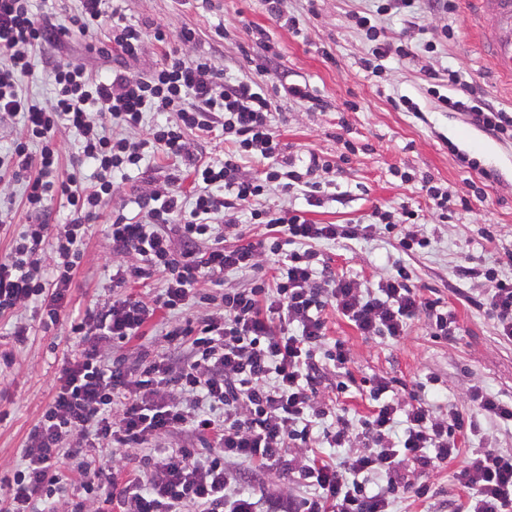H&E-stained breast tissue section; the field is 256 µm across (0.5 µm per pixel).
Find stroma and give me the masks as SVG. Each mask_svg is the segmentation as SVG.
<instances>
[{
    "label": "stroma",
    "instance_id": "obj_1",
    "mask_svg": "<svg viewBox=\"0 0 512 512\" xmlns=\"http://www.w3.org/2000/svg\"><path fill=\"white\" fill-rule=\"evenodd\" d=\"M453 12L436 11L419 0L411 19L383 16L378 25L388 40L406 39L418 56L414 61H385L380 76L367 75L361 61L371 44L351 22L352 13L372 8V0H285L286 16L296 17L302 28L294 34L284 20L271 19L261 0H211L199 8L196 0H123V10L146 32L143 51L132 67L149 72L163 60V49L153 33L162 29L176 34L182 27L198 32L193 54H209L228 76L247 80L254 71L242 57L253 32L266 30L276 55L266 62L268 85L287 80L308 85L326 101L322 110L281 98L273 107V124L285 149L296 159L316 154L322 169L315 181L327 192L317 207H307L302 195L283 197L270 188L262 203L277 209L303 208L318 224L370 223L375 209L417 210L419 227L432 245L410 260L419 286L436 291L454 310L460 327L453 340L434 339L424 318L412 320L397 343L376 337L367 339L334 311H327L329 340H340L348 349V369L355 380L396 378L405 383H426L430 397L440 404L465 408L464 394L477 385L512 398V345L498 341L495 324L464 299L469 285L458 276L460 266L500 260L512 267L504 252L512 248V142H502L472 125L461 113L438 111L425 94L424 75L448 68L459 72L493 101L512 111V84L496 77L477 47V34L467 0H454ZM223 36H216V26ZM453 31L442 40L443 28ZM434 52L423 49L427 41ZM98 51H91L84 37L76 35L64 46H49L33 54L32 72L23 90L38 103L52 96V71L60 62L81 60L90 77L111 69L118 57L108 30L97 35ZM418 101L422 117L403 111L400 96ZM477 161V168L462 165L460 154ZM180 163L156 154L148 172L130 171L116 193L105 199L97 219L83 239L82 260L72 278L70 314L102 304L112 295V249L106 226L114 212L127 216L138 212L140 193L150 191L151 181L179 169ZM493 179H484V171ZM430 181L448 196L449 219L433 210L422 181ZM0 258L7 256L18 233L30 221L21 185L10 172L0 173ZM490 230L493 242L481 237ZM323 258L336 269L357 275L363 285L383 278L399 253L393 236L376 228L371 238L342 245L324 243ZM19 317L33 327L28 340L15 344L12 317H0V464L19 466L29 431L41 420L52 398V384L60 370L79 350L64 326L42 328L37 305L19 309ZM470 455L459 457L430 473L432 497L404 494L394 512H455L465 494L453 479L454 472Z\"/></svg>",
    "mask_w": 512,
    "mask_h": 512
}]
</instances>
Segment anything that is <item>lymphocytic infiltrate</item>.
Returning <instances> with one entry per match:
<instances>
[{
	"instance_id": "obj_1",
	"label": "lymphocytic infiltrate",
	"mask_w": 512,
	"mask_h": 512,
	"mask_svg": "<svg viewBox=\"0 0 512 512\" xmlns=\"http://www.w3.org/2000/svg\"><path fill=\"white\" fill-rule=\"evenodd\" d=\"M78 2L68 24L57 25L37 16L31 0H0V121L21 117L25 131L7 152V164L32 213L44 212L57 196L69 206L67 222L28 225L0 259V315L37 298L48 322L58 324L88 223L117 178L157 153L177 158L183 169L169 174L162 189L140 196V219L122 213L113 218L112 296L68 320L80 351L53 383L52 400L28 434L22 465L0 477L9 489L0 512H58L53 497L65 459L90 448L107 457L85 461V496L71 512H258V499L237 471L241 465L262 481L297 475L307 495L289 499L288 512H391L399 494L428 496L429 473L472 441L477 449L456 472L468 492L457 512H512V452L497 448L483 428L487 421L512 427L511 399L474 385L466 393L468 411H443L379 377L365 416L318 400L326 309L365 337L399 340L420 316L428 318L433 336L451 339L458 332L452 309L419 288L404 261L394 263L377 287L364 288L321 260L319 243L368 238L372 225L317 224L301 210L257 208L270 184L290 193L303 174L320 166L313 155L300 172L285 158L272 123V95L314 109L323 101L299 83L285 81L268 91L252 80L230 79L207 56L188 59L172 49L147 73L125 67L93 79L83 66L65 63L55 73L51 105L39 106L20 89L35 50L76 34L90 39L106 27L125 59L138 60L141 53L144 31L119 6ZM416 2L378 0L375 12L357 15L373 44L362 61L366 72L379 74L393 55L412 57L407 43L380 38L377 19L411 14ZM447 81L452 90L445 94ZM427 84L441 111L465 113L487 135L512 140V113L458 72L445 78L428 72ZM172 113L179 124H170ZM142 126L147 132L139 139L115 133ZM217 127L224 131V156L203 159L184 132L206 134ZM63 130L78 142L80 166L92 168L91 188H82L80 166L67 179L55 177L56 135ZM249 159L268 163L264 178L243 173ZM187 174L195 188L190 197L180 188ZM238 215L265 225L266 238L231 246L215 240V220ZM376 217L395 234L405 257L429 246V238L412 228L415 211L381 210ZM49 240L56 261L47 269L39 256ZM128 254L137 256V264L124 263ZM264 259L272 275L260 273ZM239 272L254 273L251 287L225 293L219 316L191 317L206 286ZM458 275L480 281L468 303L493 319L499 338L512 344V276L476 266L459 267ZM151 280L162 286L149 299L126 294L129 282ZM160 311L168 320L153 357L130 367L109 358V348L144 336ZM177 432L187 444L156 453L157 442ZM202 437L208 446L195 447Z\"/></svg>"
}]
</instances>
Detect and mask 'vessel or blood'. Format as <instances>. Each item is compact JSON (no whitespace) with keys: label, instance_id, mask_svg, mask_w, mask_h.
<instances>
[{"label":"vessel or blood","instance_id":"1","mask_svg":"<svg viewBox=\"0 0 512 512\" xmlns=\"http://www.w3.org/2000/svg\"><path fill=\"white\" fill-rule=\"evenodd\" d=\"M484 51L495 72L512 81V0H472Z\"/></svg>","mask_w":512,"mask_h":512}]
</instances>
